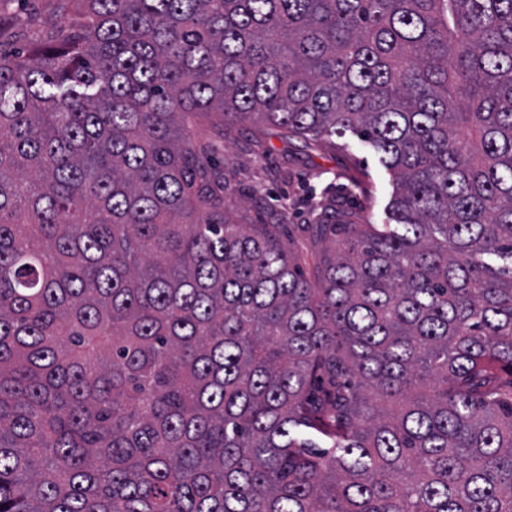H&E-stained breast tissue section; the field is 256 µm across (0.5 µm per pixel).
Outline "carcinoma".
<instances>
[{
  "instance_id": "1",
  "label": "carcinoma",
  "mask_w": 512,
  "mask_h": 512,
  "mask_svg": "<svg viewBox=\"0 0 512 512\" xmlns=\"http://www.w3.org/2000/svg\"><path fill=\"white\" fill-rule=\"evenodd\" d=\"M0 51V512H512V0H81ZM393 175L226 217L194 124Z\"/></svg>"
}]
</instances>
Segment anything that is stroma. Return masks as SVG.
<instances>
[{"label":"stroma","mask_w":512,"mask_h":512,"mask_svg":"<svg viewBox=\"0 0 512 512\" xmlns=\"http://www.w3.org/2000/svg\"><path fill=\"white\" fill-rule=\"evenodd\" d=\"M79 0H6L0 5V50L28 49L69 26ZM200 139L224 170V201L247 224H311L322 203L343 201L354 222L383 224L391 195L388 172L358 140L333 150L234 129L217 134L202 123Z\"/></svg>","instance_id":"stroma-1"}]
</instances>
